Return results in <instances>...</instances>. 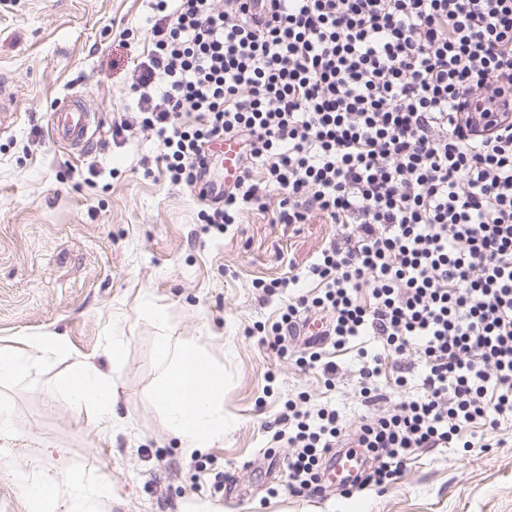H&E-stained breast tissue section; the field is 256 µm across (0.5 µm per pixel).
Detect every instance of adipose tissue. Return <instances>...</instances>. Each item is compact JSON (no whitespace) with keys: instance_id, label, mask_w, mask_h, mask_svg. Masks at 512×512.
Segmentation results:
<instances>
[{"instance_id":"adipose-tissue-1","label":"adipose tissue","mask_w":512,"mask_h":512,"mask_svg":"<svg viewBox=\"0 0 512 512\" xmlns=\"http://www.w3.org/2000/svg\"><path fill=\"white\" fill-rule=\"evenodd\" d=\"M161 372L153 399L169 433L188 448H201L224 434V370L197 344H177L161 338L157 346ZM77 410L96 413L110 424L118 392L110 376L89 361L73 364L64 382Z\"/></svg>"}]
</instances>
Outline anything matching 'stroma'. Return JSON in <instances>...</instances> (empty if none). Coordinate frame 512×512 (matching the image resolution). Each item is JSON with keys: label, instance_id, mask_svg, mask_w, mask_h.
<instances>
[{"label": "stroma", "instance_id": "35a3bbf8", "mask_svg": "<svg viewBox=\"0 0 512 512\" xmlns=\"http://www.w3.org/2000/svg\"><path fill=\"white\" fill-rule=\"evenodd\" d=\"M150 13L149 0H0V97L17 113L0 132V349L32 355L40 336L62 341L56 356L0 384L11 408L0 432V512H30L31 483L53 484L57 501H69L72 470L109 488L82 512H512V421L495 433L500 448L415 452L382 492L285 490L287 448L264 451L286 402L332 405L356 425L358 352L376 343L362 336L327 348L330 387L263 343L261 327L289 298L317 290L270 295L256 281L304 270L337 227L275 223L273 198L226 233L205 230L198 199L168 180L156 136L134 123L129 87L151 46ZM68 94L95 115L81 151L47 135ZM120 121L130 128L116 139ZM162 336L203 346L224 368V435L208 447H182L151 398ZM78 359L117 383L111 433L60 385Z\"/></svg>", "mask_w": 512, "mask_h": 512}]
</instances>
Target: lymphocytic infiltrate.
<instances>
[{"label":"lymphocytic infiltrate","instance_id":"f902f5d3","mask_svg":"<svg viewBox=\"0 0 512 512\" xmlns=\"http://www.w3.org/2000/svg\"><path fill=\"white\" fill-rule=\"evenodd\" d=\"M151 0L152 47L132 90L172 183L191 188L216 232L278 195L279 224L338 225L269 331L284 351L301 319H328L333 347L360 336L381 353L360 371L371 416L348 429L332 407L289 403L273 444L290 493L322 494L330 454L354 440L363 485L392 484L421 448L491 446L512 420V119L485 134L465 112L512 99V0ZM241 145V174L213 183L214 145ZM369 288L370 300L358 293ZM422 362V390L389 402ZM396 373L393 372L391 359L389 362L383 366L381 376L379 378V383L388 391L393 392L392 399H398L402 396H413L417 395L420 391L419 380L414 378L413 381H410L407 386L398 387L395 384Z\"/></svg>","mask_w":512,"mask_h":512}]
</instances>
